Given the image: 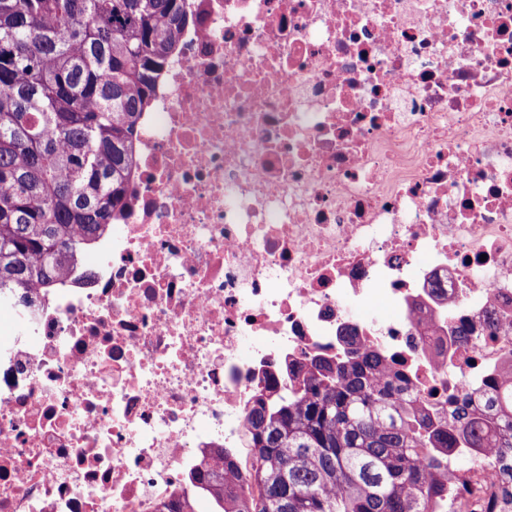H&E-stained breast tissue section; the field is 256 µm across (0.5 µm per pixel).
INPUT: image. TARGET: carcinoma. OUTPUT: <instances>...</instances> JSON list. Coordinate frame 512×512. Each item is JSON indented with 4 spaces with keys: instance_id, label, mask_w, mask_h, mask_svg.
I'll return each instance as SVG.
<instances>
[{
    "instance_id": "1",
    "label": "carcinoma",
    "mask_w": 512,
    "mask_h": 512,
    "mask_svg": "<svg viewBox=\"0 0 512 512\" xmlns=\"http://www.w3.org/2000/svg\"><path fill=\"white\" fill-rule=\"evenodd\" d=\"M189 23L186 0H0V290L56 288L121 209L142 112ZM248 414L245 467L192 475V512H447L442 451L512 462V400L454 427L401 398L371 348L293 366Z\"/></svg>"
}]
</instances>
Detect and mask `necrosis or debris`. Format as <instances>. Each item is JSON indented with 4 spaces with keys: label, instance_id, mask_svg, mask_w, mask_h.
<instances>
[{
    "label": "necrosis or debris",
    "instance_id": "necrosis-or-debris-1",
    "mask_svg": "<svg viewBox=\"0 0 512 512\" xmlns=\"http://www.w3.org/2000/svg\"><path fill=\"white\" fill-rule=\"evenodd\" d=\"M187 10L100 262L12 305L0 512L190 500L292 364L374 348L443 417L512 369V0ZM448 512L512 484L449 449Z\"/></svg>",
    "mask_w": 512,
    "mask_h": 512
}]
</instances>
